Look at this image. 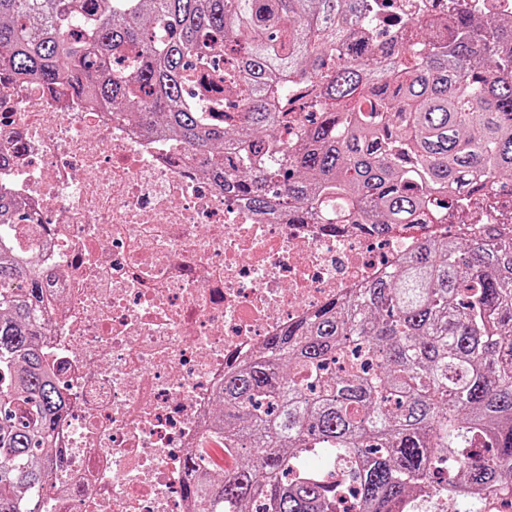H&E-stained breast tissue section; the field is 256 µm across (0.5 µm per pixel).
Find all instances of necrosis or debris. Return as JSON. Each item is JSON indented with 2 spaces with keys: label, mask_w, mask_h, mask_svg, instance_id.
<instances>
[{
  "label": "necrosis or debris",
  "mask_w": 512,
  "mask_h": 512,
  "mask_svg": "<svg viewBox=\"0 0 512 512\" xmlns=\"http://www.w3.org/2000/svg\"><path fill=\"white\" fill-rule=\"evenodd\" d=\"M5 236L50 276L43 351L67 398L40 512H202L184 460L237 360L377 278L424 236L265 219L174 137L67 90L0 84Z\"/></svg>",
  "instance_id": "4bbe7bcc"
}]
</instances>
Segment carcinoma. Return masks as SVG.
<instances>
[{"instance_id": "obj_1", "label": "carcinoma", "mask_w": 512, "mask_h": 512, "mask_svg": "<svg viewBox=\"0 0 512 512\" xmlns=\"http://www.w3.org/2000/svg\"><path fill=\"white\" fill-rule=\"evenodd\" d=\"M374 0H0V80L63 86L201 153L203 172L296 224H446L512 180V19L429 4L386 26ZM97 16L91 42L70 23ZM159 28L164 38H153ZM132 44L129 74L112 73ZM236 88L204 112L189 62ZM0 195V228L16 217ZM48 280L0 234V512H39L65 398L40 338ZM246 454L216 483L200 447L186 492L205 512H404L445 466L448 494L512 491V231L426 239L396 268L269 339L215 393ZM318 451L346 483L308 473Z\"/></svg>"}]
</instances>
